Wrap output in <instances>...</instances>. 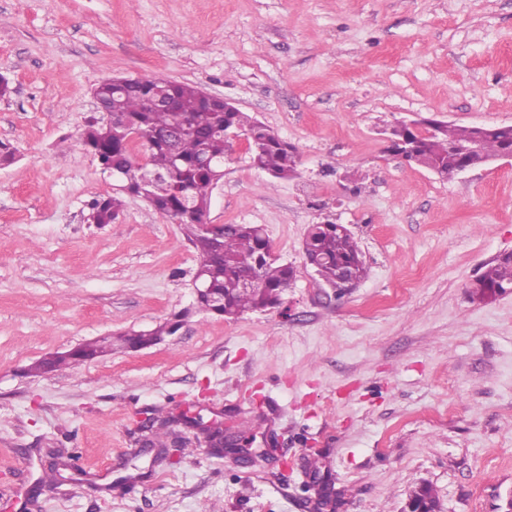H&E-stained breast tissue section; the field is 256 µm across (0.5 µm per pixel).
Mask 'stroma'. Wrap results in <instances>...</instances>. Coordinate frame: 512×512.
Wrapping results in <instances>:
<instances>
[{
	"label": "stroma",
	"instance_id": "obj_1",
	"mask_svg": "<svg viewBox=\"0 0 512 512\" xmlns=\"http://www.w3.org/2000/svg\"><path fill=\"white\" fill-rule=\"evenodd\" d=\"M0 512H500L512 494V291L472 300L512 253V161L451 179L386 151L400 120L512 125V0H0ZM111 77L199 86L293 144L268 184L233 144L212 224H258L296 277L279 306L196 308L180 225L129 196L81 144ZM346 225L368 275L339 295L306 264L310 225ZM157 345L29 374L51 353L176 314ZM162 408L277 439L276 463L142 454ZM78 470L41 484L47 453ZM318 473L333 506L317 508ZM38 496H30L32 486Z\"/></svg>",
	"mask_w": 512,
	"mask_h": 512
}]
</instances>
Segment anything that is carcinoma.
Returning <instances> with one entry per match:
<instances>
[{
    "instance_id": "cac0c4a2",
    "label": "carcinoma",
    "mask_w": 512,
    "mask_h": 512,
    "mask_svg": "<svg viewBox=\"0 0 512 512\" xmlns=\"http://www.w3.org/2000/svg\"><path fill=\"white\" fill-rule=\"evenodd\" d=\"M170 100L171 108L151 106L157 92ZM202 89L187 83L157 78H138L123 90L115 88L112 79L99 82L93 89L98 104L112 113L115 122L105 123L91 116L82 132V144L99 162L104 172L127 184V193L142 198L167 220L183 226L200 258L201 281L211 289L213 298L198 301L201 310L234 319L249 310H259L276 302L279 292L294 276L292 267L280 264L272 256L265 232L254 224H226L219 236L202 230L206 223L210 200L208 187L214 173L224 169V155L230 147L224 132L247 134L250 164L265 172L269 184L288 180L298 174L296 148L271 129L239 109L222 103L200 104ZM136 129L145 136L139 154H134L127 140V130ZM392 136L416 145L417 161L450 173L465 161L484 162L512 150V126L464 127L440 125L422 140L407 128H395ZM478 141L481 153L463 156L459 147ZM123 206L121 192L101 196L92 201L95 223L110 224ZM303 253L315 262L320 280L336 285L344 271L360 280L366 275L363 255L351 231L333 223L313 224L306 234ZM258 272L261 286L240 291L242 280ZM473 299L485 301L512 288V253L498 256L469 285ZM179 323H163L153 330L142 331L136 340L149 342L151 336L172 335ZM130 335L118 341L133 348ZM114 341L81 345L85 359H93L112 350ZM173 420L163 419L151 438L150 446L159 449L156 464L169 463L166 448L175 438Z\"/></svg>"
}]
</instances>
